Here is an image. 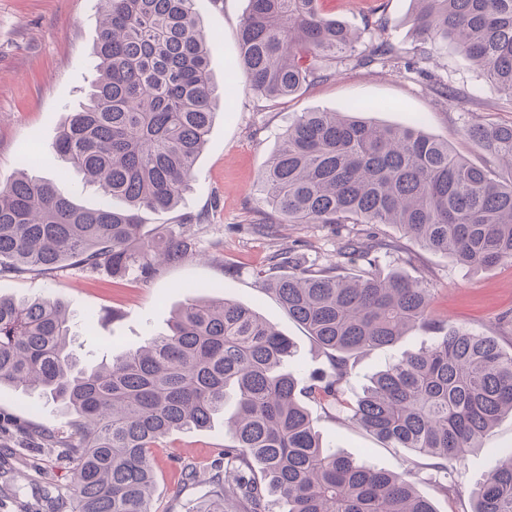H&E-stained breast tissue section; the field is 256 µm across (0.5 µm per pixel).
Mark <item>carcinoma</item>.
I'll return each mask as SVG.
<instances>
[{
    "instance_id": "1",
    "label": "carcinoma",
    "mask_w": 512,
    "mask_h": 512,
    "mask_svg": "<svg viewBox=\"0 0 512 512\" xmlns=\"http://www.w3.org/2000/svg\"><path fill=\"white\" fill-rule=\"evenodd\" d=\"M95 78L52 142L85 182L93 208L21 170L0 185V271L42 273L64 262L114 275L155 270L190 252L185 232L159 242L142 212L183 201L207 141L217 96L201 0H97ZM424 48L450 44L512 101V0H411ZM358 35L320 0H249L238 29L234 84L266 99L297 96L331 76L312 60L368 65L394 59L380 41L356 54ZM464 134L512 161V124L472 123ZM263 207L284 224H392L421 247L474 270L512 262V179L469 163L417 126L341 112H301L257 182ZM336 263L288 250V272L266 280L288 316L326 353L309 378L288 369L293 342L255 310L193 298L144 345L87 368L68 349L72 321L59 299L0 297V386L39 389L77 416L47 453L74 480L54 512H152L155 448L169 435L224 419L231 441L201 471L194 512H437L412 470L376 469L323 444L306 402L343 407L381 444L464 462L502 416L512 415V352L491 336L438 321L431 289L380 268L377 244L348 241ZM413 328L431 345L379 371L353 404L344 398L351 356L395 344ZM471 512H512V451L472 491Z\"/></svg>"
}]
</instances>
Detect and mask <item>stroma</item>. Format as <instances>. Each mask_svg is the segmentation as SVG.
<instances>
[{
    "instance_id": "stroma-1",
    "label": "stroma",
    "mask_w": 512,
    "mask_h": 512,
    "mask_svg": "<svg viewBox=\"0 0 512 512\" xmlns=\"http://www.w3.org/2000/svg\"><path fill=\"white\" fill-rule=\"evenodd\" d=\"M321 5L329 17L359 33L358 53L369 55L380 40H388L395 49L396 65L338 64L330 79L307 84L288 101L243 90L232 102L216 99L211 132L182 205L170 212L143 215L145 231L158 236L177 225L182 214H208L205 223L187 227L192 255L158 266L146 277L133 274L117 279L104 270L82 271L71 266L48 274L1 272L0 295L62 299L73 316L71 347L84 363L94 365L139 347L148 335L165 331L173 312L197 297L198 287L211 285L215 298L248 305L289 337L296 346L292 366L302 375L325 368V354L264 290L263 279L278 249L290 246L308 259L331 262L345 236L360 233L362 227L282 224L273 239L256 232L254 223L263 217L257 203V177L288 122L300 112H343L356 101H386L391 110L370 113V120L396 126L420 123L425 132L482 165L489 157L464 135L463 126L478 121L511 124L512 103L455 48L422 56L408 23L410 0H322ZM248 7L249 0H220L218 6L207 4L201 10L206 33L219 38L210 57L216 84H223L237 55V31ZM379 18L385 21L381 32L373 27ZM98 25L97 0H0V183L12 179L27 164L24 150L36 144L45 153L39 163L30 166L33 174L53 182L78 204H99L100 190L87 186L80 174L64 169L46 153L95 75L92 49ZM438 80L461 92V99L451 102L439 97L434 86ZM373 230L377 239L392 246L390 252L381 253V266H394L424 280L432 292L435 319L496 337L505 349L512 350L511 264L473 271L417 245L393 225L377 224ZM432 340L431 334L412 330L390 347L360 354L345 389L348 402L361 396L378 370ZM309 412L330 447L387 471L408 468V451L379 443L350 419L348 410L326 412L313 405ZM17 418L60 435L70 433L73 417L38 391L0 388V512H52L54 497L67 491L72 473L38 444L22 442L13 430ZM224 441V419L219 416L208 428L176 433L160 443L154 512H192L205 489L189 483L181 498H174L182 467L216 458ZM510 449L512 417L507 416L456 467L449 493L429 481L433 468L429 458L419 461L415 487L437 512H471L472 488L500 453Z\"/></svg>"
}]
</instances>
